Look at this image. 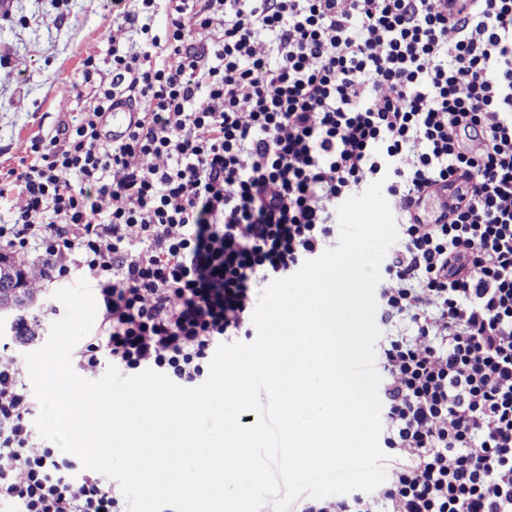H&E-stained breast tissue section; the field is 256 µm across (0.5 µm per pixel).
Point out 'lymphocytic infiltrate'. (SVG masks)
Returning a JSON list of instances; mask_svg holds the SVG:
<instances>
[{
	"instance_id": "lymphocytic-infiltrate-1",
	"label": "lymphocytic infiltrate",
	"mask_w": 512,
	"mask_h": 512,
	"mask_svg": "<svg viewBox=\"0 0 512 512\" xmlns=\"http://www.w3.org/2000/svg\"><path fill=\"white\" fill-rule=\"evenodd\" d=\"M166 39L112 56L78 123L0 187V251L79 274L99 308L75 352L189 385L252 320L253 288L336 235L383 180L402 235L380 288L390 479L295 512H512V0H174ZM141 106L107 141L112 107ZM447 214L424 208L434 188ZM0 344V505L121 512L114 485L40 442Z\"/></svg>"
}]
</instances>
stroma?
Masks as SVG:
<instances>
[{"mask_svg":"<svg viewBox=\"0 0 512 512\" xmlns=\"http://www.w3.org/2000/svg\"><path fill=\"white\" fill-rule=\"evenodd\" d=\"M128 0L125 11L112 0H0V178L21 163L32 142L55 135L88 108L100 85L112 80V53L137 48L142 40L128 13L142 11ZM33 306L0 311V340L12 341L17 316L38 319L37 336L14 344L21 378L29 373L25 353L47 342L57 284L32 275Z\"/></svg>","mask_w":512,"mask_h":512,"instance_id":"1","label":"stroma"}]
</instances>
